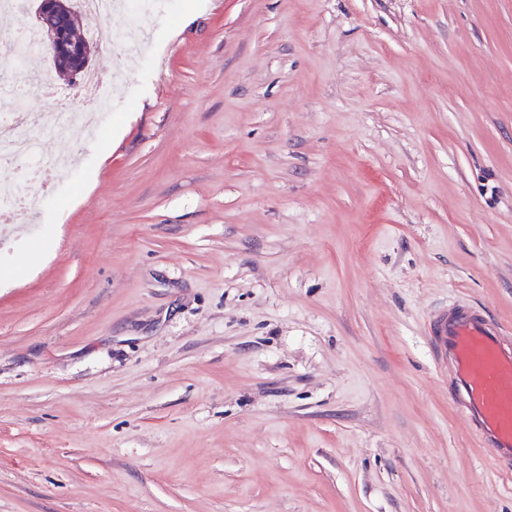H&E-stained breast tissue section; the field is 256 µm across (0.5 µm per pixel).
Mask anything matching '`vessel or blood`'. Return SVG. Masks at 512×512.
<instances>
[{"mask_svg":"<svg viewBox=\"0 0 512 512\" xmlns=\"http://www.w3.org/2000/svg\"><path fill=\"white\" fill-rule=\"evenodd\" d=\"M429 334L473 434L493 461L512 464V343L486 311L462 305L435 311Z\"/></svg>","mask_w":512,"mask_h":512,"instance_id":"1","label":"vessel or blood"}]
</instances>
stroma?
Instances as JSON below:
<instances>
[{
	"label": "stroma",
	"instance_id": "obj_1",
	"mask_svg": "<svg viewBox=\"0 0 512 512\" xmlns=\"http://www.w3.org/2000/svg\"><path fill=\"white\" fill-rule=\"evenodd\" d=\"M186 4L0 223V512H512L427 336L512 334V0Z\"/></svg>",
	"mask_w": 512,
	"mask_h": 512
}]
</instances>
